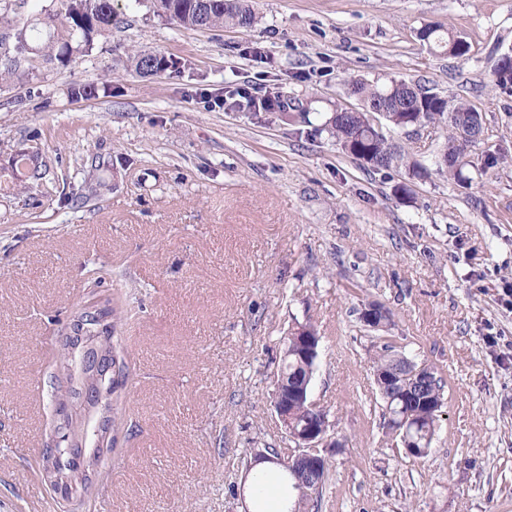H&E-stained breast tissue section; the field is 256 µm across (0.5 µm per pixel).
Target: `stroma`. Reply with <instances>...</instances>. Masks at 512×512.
Masks as SVG:
<instances>
[{"label": "stroma", "instance_id": "obj_1", "mask_svg": "<svg viewBox=\"0 0 512 512\" xmlns=\"http://www.w3.org/2000/svg\"><path fill=\"white\" fill-rule=\"evenodd\" d=\"M254 6V27L186 30L117 0V27L90 53L0 87V169L24 148L45 166L0 196V512L63 510L37 465L60 424L52 382L91 268L100 294L127 293L117 336L130 378L126 429L81 512H255L245 452L295 451L273 378L280 337L306 322L322 336L311 398L338 442L320 512H512V92L492 82L512 0ZM429 22L469 54L423 46L415 31ZM133 49L191 66L143 77ZM390 77L469 101L485 117L474 155L509 164L465 167L468 189L411 182L317 132L336 105H356L352 80ZM104 79L111 97L69 98ZM235 88L281 93L308 120L225 105ZM372 302L390 325H364ZM388 342L446 381L421 459L380 425L373 360Z\"/></svg>", "mask_w": 512, "mask_h": 512}]
</instances>
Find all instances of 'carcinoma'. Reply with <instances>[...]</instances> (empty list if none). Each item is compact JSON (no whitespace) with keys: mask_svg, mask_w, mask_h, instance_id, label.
<instances>
[{"mask_svg":"<svg viewBox=\"0 0 512 512\" xmlns=\"http://www.w3.org/2000/svg\"><path fill=\"white\" fill-rule=\"evenodd\" d=\"M153 14L178 23L186 29L213 30L226 27L251 28L257 16L250 0H134ZM116 15L112 0H59L56 8H43L31 15L19 26L11 20L9 11L0 12V83L14 78L25 79L33 74V61L42 59L66 67L77 54L89 53L97 39L112 32ZM417 38L429 48L453 57L464 53L456 51L462 38L441 24L422 25ZM134 71L153 76L168 70L173 72L185 66L160 52L139 50L127 57ZM349 92L357 96V108L336 107L322 124V130L336 139L343 153L357 160L364 158L363 166L374 171L405 169L409 180H425L431 174L443 176L460 187L470 186L463 173L466 158L479 139L464 140L459 132L460 124L470 122L483 125V118L471 104L463 99L447 96L417 83L390 78L382 83L354 80ZM112 94L108 82L87 83L71 87L72 99H96ZM445 133L443 145L435 155V169L429 170L410 160L386 131H404L416 124ZM33 158L27 150L19 151L11 162L12 178L23 186L43 178L40 168H31ZM118 320V303L104 298V306L98 312L80 309L73 319V335L63 346V369L66 389L56 394V400L81 395V388L94 376L101 377L106 394L112 395V432H118L127 424L125 410L121 406V391L125 388L129 372L120 343L115 338ZM283 345L281 364L277 377L296 388L313 378L317 361L300 357V350L290 338L281 337ZM83 352L84 366L79 371L70 368L69 351ZM404 351L386 344L374 359V368L395 370L402 367ZM411 383L395 380L390 398L393 417L384 420L387 433L400 439L399 416L410 408ZM86 447L79 441L59 454L58 464L68 471L81 468L79 461L85 458ZM330 465L324 464L319 472L305 477L311 482L308 493L298 498V505L317 512L326 485Z\"/></svg>","mask_w":512,"mask_h":512,"instance_id":"cac0c4a2","label":"carcinoma"}]
</instances>
